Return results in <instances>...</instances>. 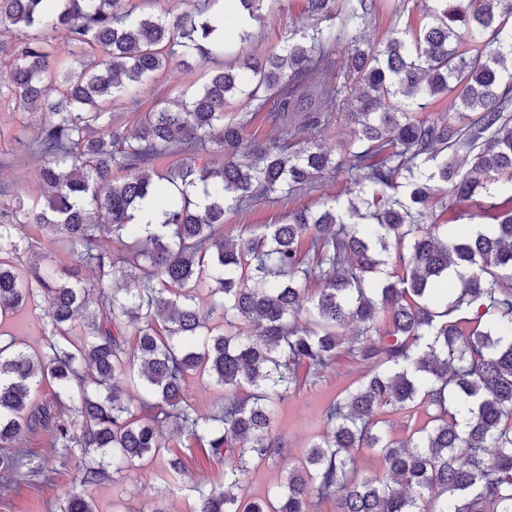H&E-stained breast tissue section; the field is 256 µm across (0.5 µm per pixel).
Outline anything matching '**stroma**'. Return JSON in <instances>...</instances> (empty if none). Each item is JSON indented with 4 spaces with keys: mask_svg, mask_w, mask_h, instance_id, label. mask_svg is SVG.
<instances>
[{
    "mask_svg": "<svg viewBox=\"0 0 512 512\" xmlns=\"http://www.w3.org/2000/svg\"><path fill=\"white\" fill-rule=\"evenodd\" d=\"M427 3L428 0H403L397 7L392 0H387L385 6L377 8L370 16L366 39H380L393 25L402 27L418 22L426 12ZM304 7L305 0H280L279 10L262 12L259 20L250 26L253 37L244 43V54L266 55L280 51L289 25L300 22ZM206 72L203 65L187 68L172 62L168 70L159 75L154 91L142 94L136 102L113 107V123L133 128L137 113L149 111L158 100L172 99L199 87ZM35 131L32 118L18 111L11 98L1 96L0 183L9 184L12 189L31 197L40 193V160L29 147ZM346 189L345 174L325 173L311 188L297 191L291 199H263L248 208L226 212L224 233L233 238L247 236L249 230L258 225L283 221L290 210L345 197ZM12 236L20 245L22 263L44 261L63 266L71 262L66 252L49 249L43 236L31 226L15 225ZM364 373V368L347 359H338L325 372L320 384L276 404L273 428L287 439L290 453L277 463L252 466L244 483L246 495L257 500L274 490L308 443L324 433V409L345 388L356 384ZM163 434L169 448L184 454V473L168 475L165 460L160 457L150 464L134 466L124 476H109L87 489L99 512H153L160 502L167 505L170 512H194L199 491L223 482V464L213 461L204 448L173 433L171 428H164ZM22 446L29 452L38 474L19 486L0 489V512H53L56 503L62 502L73 487L76 463L65 451L52 447L49 436L44 433L26 436Z\"/></svg>",
    "mask_w": 512,
    "mask_h": 512,
    "instance_id": "35a3bbf8",
    "label": "stroma"
}]
</instances>
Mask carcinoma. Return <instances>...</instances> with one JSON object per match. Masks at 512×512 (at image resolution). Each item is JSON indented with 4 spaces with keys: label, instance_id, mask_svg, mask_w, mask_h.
I'll return each instance as SVG.
<instances>
[{
    "label": "carcinoma",
    "instance_id": "carcinoma-1",
    "mask_svg": "<svg viewBox=\"0 0 512 512\" xmlns=\"http://www.w3.org/2000/svg\"><path fill=\"white\" fill-rule=\"evenodd\" d=\"M219 2L189 0L170 17L132 0H0L11 66L0 96L38 119L43 199L17 192L0 209V325L34 305L49 326L42 351L0 334V484L37 474L19 440L43 431L80 458L79 487L59 512H97L85 488L110 468L166 454L168 472H184L161 439L170 426L224 464V483L200 493L195 512H316L324 500L336 512H512V205L493 202L512 191V0H431L422 22L374 43L361 33L375 0H305L306 23L281 54L244 58L216 36ZM232 2L238 23L279 0ZM60 30L69 47L54 55ZM178 57L212 63L202 86L158 101L132 132L112 123V104L151 89ZM351 83L358 129L336 156L316 135ZM243 95L257 106L227 114ZM444 97L448 110L428 114ZM264 110L280 139L255 148L243 131ZM210 146L224 163L153 167ZM337 170L349 175L346 202L224 238L226 211L286 199ZM163 180L179 195L164 194ZM442 193L481 213L499 208L495 223L474 234L438 223ZM147 200L162 223H133ZM15 224L74 263L24 266ZM105 293L112 306L92 307ZM340 356L369 375L325 409V434L284 483L246 499L249 469L289 452L271 426L275 402L317 384ZM197 374L228 392L218 410L191 401ZM386 408L431 417L397 441L379 417ZM364 451L385 474L358 470Z\"/></svg>",
    "mask_w": 512,
    "mask_h": 512
}]
</instances>
